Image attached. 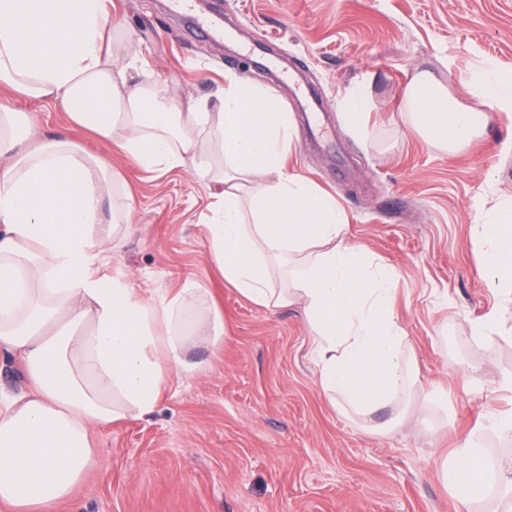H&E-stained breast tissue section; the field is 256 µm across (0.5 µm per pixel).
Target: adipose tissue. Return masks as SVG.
<instances>
[{"mask_svg": "<svg viewBox=\"0 0 512 512\" xmlns=\"http://www.w3.org/2000/svg\"><path fill=\"white\" fill-rule=\"evenodd\" d=\"M112 0H0V353L24 379L0 394V505L52 512L98 461L91 431L151 414L170 377L206 375L223 346L224 314L207 281L142 289L112 259L146 231L131 221L111 155L70 131L51 132L21 101L46 102L72 129L117 148L139 169L189 172L211 191L203 226L213 269L268 311L297 305L311 328L322 389L341 414L377 433L403 425L422 385L397 311L399 274L370 261L345 233L335 195L286 168L291 112L228 72L213 100L171 97L133 80L128 30ZM476 96L512 112V79L471 73ZM432 147L458 151L482 135L486 112L431 72L409 81L401 112ZM472 244L489 288L512 295V206L481 215ZM512 421L487 417L440 479L462 512H512V458L489 465V438Z\"/></svg>", "mask_w": 512, "mask_h": 512, "instance_id": "obj_1", "label": "adipose tissue"}]
</instances>
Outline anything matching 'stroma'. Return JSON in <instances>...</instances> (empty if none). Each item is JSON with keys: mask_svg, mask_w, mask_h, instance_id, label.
Returning <instances> with one entry per match:
<instances>
[{"mask_svg": "<svg viewBox=\"0 0 512 512\" xmlns=\"http://www.w3.org/2000/svg\"><path fill=\"white\" fill-rule=\"evenodd\" d=\"M245 41L273 49L282 82L227 41L186 36L166 0H112L131 36L139 80L176 98H205L234 71L295 116L288 168L336 195L347 235L399 272L397 312L435 398L410 426L361 431L327 402L300 307L271 313L214 278L202 225L209 189L187 171L157 176L123 154L112 169L147 225L119 266L143 288L210 278L228 338L201 378L172 379L154 413L94 429L98 466L54 512H458L438 478L452 452L492 412L512 413V341L482 344L468 326L495 298L477 275L470 238L479 213L512 201V112L472 95L468 66L512 77V0H223ZM419 70L488 112L470 147L428 146L400 117ZM370 82L363 134L342 101Z\"/></svg>", "mask_w": 512, "mask_h": 512, "instance_id": "obj_1", "label": "stroma"}]
</instances>
